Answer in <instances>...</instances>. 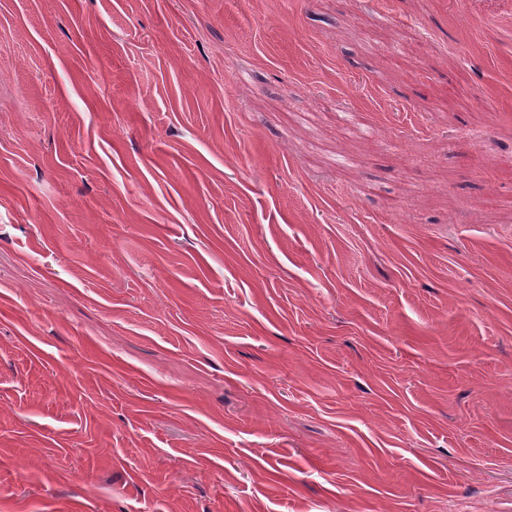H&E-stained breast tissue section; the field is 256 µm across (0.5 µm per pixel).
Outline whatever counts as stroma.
Wrapping results in <instances>:
<instances>
[{
	"label": "stroma",
	"instance_id": "obj_1",
	"mask_svg": "<svg viewBox=\"0 0 512 512\" xmlns=\"http://www.w3.org/2000/svg\"><path fill=\"white\" fill-rule=\"evenodd\" d=\"M0 512H512V12L0 0Z\"/></svg>",
	"mask_w": 512,
	"mask_h": 512
}]
</instances>
